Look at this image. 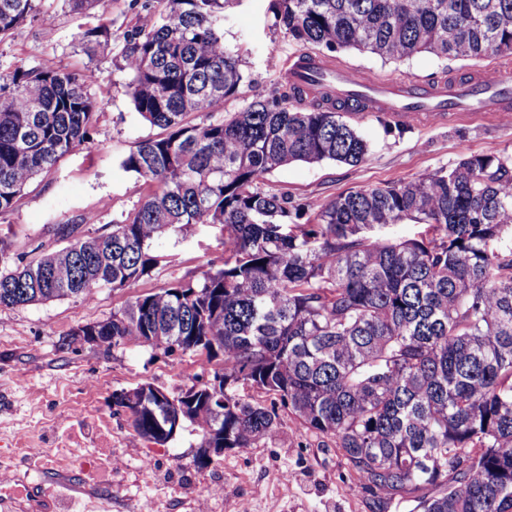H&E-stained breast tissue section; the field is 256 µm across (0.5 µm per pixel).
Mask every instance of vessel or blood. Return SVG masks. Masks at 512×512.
<instances>
[{
    "instance_id": "obj_1",
    "label": "vessel or blood",
    "mask_w": 512,
    "mask_h": 512,
    "mask_svg": "<svg viewBox=\"0 0 512 512\" xmlns=\"http://www.w3.org/2000/svg\"><path fill=\"white\" fill-rule=\"evenodd\" d=\"M289 86L300 89L304 101H317L340 111L385 112L400 122L441 123L460 116L459 108L448 102L446 84L404 82L388 85L363 71L334 60L311 56L295 60L284 71ZM468 90L481 111L504 119L512 117V99L503 95L512 89V73L495 79L468 82Z\"/></svg>"
}]
</instances>
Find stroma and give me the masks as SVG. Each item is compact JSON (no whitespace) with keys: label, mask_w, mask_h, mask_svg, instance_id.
<instances>
[{"label":"stroma","mask_w":512,"mask_h":512,"mask_svg":"<svg viewBox=\"0 0 512 512\" xmlns=\"http://www.w3.org/2000/svg\"><path fill=\"white\" fill-rule=\"evenodd\" d=\"M147 0H97L83 12L67 0H42L51 24L27 19L0 42V69L47 66L76 73L99 103L94 126L82 145L36 178L14 208L0 214V241L13 252L48 253L63 247L55 228L78 224L87 214L92 230L105 233L148 194V186L122 170L121 160L137 143L159 136L160 128L135 112L127 76L117 68L118 34L136 22ZM224 26L226 44L238 49L246 82L239 97L224 104L240 111L255 97H268L284 81L283 69L297 51L273 25L271 0H235ZM107 27L115 41L87 52L78 32ZM338 63L364 70L386 82H446L486 78L512 68V54L474 62L419 53L401 62L354 49L340 50ZM344 118L367 140L366 161L350 166L334 161L292 162L268 175L271 193L324 203L350 190L411 180L421 173L451 168L470 154L512 153V122L473 117L447 125L403 123L372 112ZM157 248L171 262L137 285L96 288L91 300L66 298L0 310V456L14 448H54L67 442L80 467L59 460L49 469H31L34 491L53 492V512H141L153 502L157 512H197L207 499L209 512H413L411 499L380 504L357 484L334 441L307 432L287 410L279 412L277 436L255 448L234 449L198 468L200 427L185 424L165 443L138 437L127 413L112 404L113 393L150 383L175 396L190 387L201 360L190 354H164L137 342L93 348L74 340L78 327L111 318L135 296L172 281L200 276L222 265L219 227L193 226L185 237H162ZM108 448L118 465L112 489L100 497L65 487L82 483L83 466ZM151 469H144V460Z\"/></svg>","instance_id":"35a3bbf8"}]
</instances>
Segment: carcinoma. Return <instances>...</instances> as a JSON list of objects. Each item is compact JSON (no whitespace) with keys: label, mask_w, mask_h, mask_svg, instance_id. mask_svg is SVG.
Listing matches in <instances>:
<instances>
[{"label":"carcinoma","mask_w":512,"mask_h":512,"mask_svg":"<svg viewBox=\"0 0 512 512\" xmlns=\"http://www.w3.org/2000/svg\"><path fill=\"white\" fill-rule=\"evenodd\" d=\"M40 0H0V39ZM126 30L122 64L134 110L165 130L121 161L151 188L110 232L29 261L0 241V309L129 288L168 256L164 235L221 227L224 263L138 295L97 322L99 346L139 341L166 354L221 358L224 401L211 442L256 448L279 410L336 441L357 484L420 512H512V154H472L401 183L314 205L261 183L291 162L362 163L367 141L341 113L296 89L224 115L245 82L224 43L232 0H160ZM274 25L301 50L354 48L401 61L512 54V0H273ZM88 51L112 33L75 35ZM97 102L75 73L0 71V213L88 138ZM206 117L192 124L190 114ZM306 222L299 223L300 219ZM411 221L418 239L372 231ZM245 385L270 399L240 393ZM161 414L131 412L156 439Z\"/></svg>","instance_id":"1"}]
</instances>
